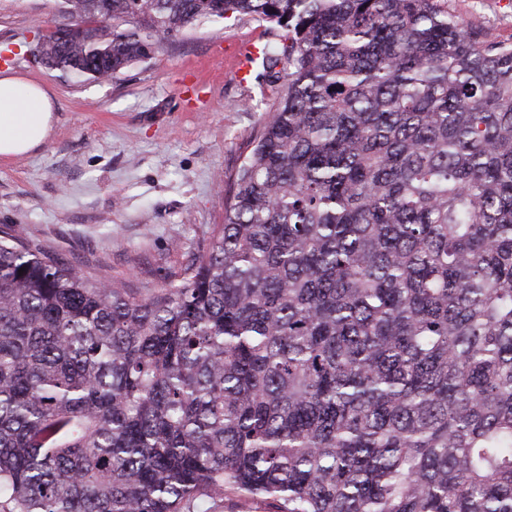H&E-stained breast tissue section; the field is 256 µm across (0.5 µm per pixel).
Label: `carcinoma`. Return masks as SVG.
I'll list each match as a JSON object with an SVG mask.
<instances>
[{
	"label": "carcinoma",
	"mask_w": 512,
	"mask_h": 512,
	"mask_svg": "<svg viewBox=\"0 0 512 512\" xmlns=\"http://www.w3.org/2000/svg\"><path fill=\"white\" fill-rule=\"evenodd\" d=\"M57 2L74 83L229 16L284 83L161 287L0 226V512H512V40L450 0ZM207 509L216 512H273L272 506L263 499L241 501L234 495H224V505L210 504Z\"/></svg>",
	"instance_id": "obj_1"
}]
</instances>
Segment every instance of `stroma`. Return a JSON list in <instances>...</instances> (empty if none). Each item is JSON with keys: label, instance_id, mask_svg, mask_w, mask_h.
<instances>
[{"label": "stroma", "instance_id": "35a3bbf8", "mask_svg": "<svg viewBox=\"0 0 512 512\" xmlns=\"http://www.w3.org/2000/svg\"><path fill=\"white\" fill-rule=\"evenodd\" d=\"M470 19L512 36V0H458ZM54 0H0V58L55 97L49 139L0 159V225L65 262L133 288H156L224 220L228 178L256 136L273 91L231 67L194 104L193 69L225 42H278L269 24L223 18L190 30L117 79L76 85L35 63L39 36L61 24Z\"/></svg>", "mask_w": 512, "mask_h": 512}]
</instances>
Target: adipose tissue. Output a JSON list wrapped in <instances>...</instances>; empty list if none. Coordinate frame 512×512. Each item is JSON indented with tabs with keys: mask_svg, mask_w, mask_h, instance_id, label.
<instances>
[{
	"mask_svg": "<svg viewBox=\"0 0 512 512\" xmlns=\"http://www.w3.org/2000/svg\"><path fill=\"white\" fill-rule=\"evenodd\" d=\"M49 91L20 76H0V157L33 152L48 139L55 121Z\"/></svg>",
	"mask_w": 512,
	"mask_h": 512,
	"instance_id": "1",
	"label": "adipose tissue"
}]
</instances>
